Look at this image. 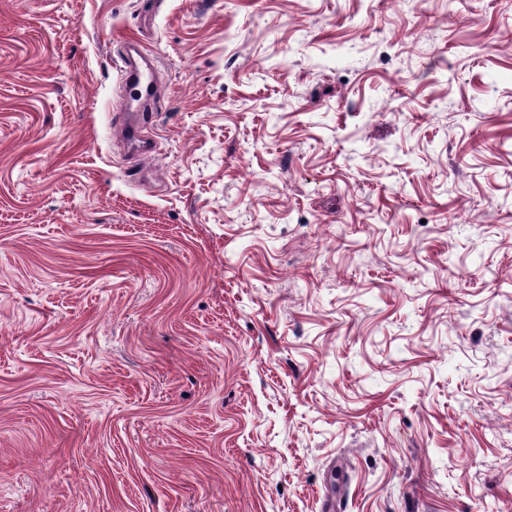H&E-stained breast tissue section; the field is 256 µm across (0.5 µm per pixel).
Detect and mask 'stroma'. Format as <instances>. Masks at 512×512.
Instances as JSON below:
<instances>
[{
	"label": "stroma",
	"instance_id": "obj_1",
	"mask_svg": "<svg viewBox=\"0 0 512 512\" xmlns=\"http://www.w3.org/2000/svg\"><path fill=\"white\" fill-rule=\"evenodd\" d=\"M327 502L512 512V0H0V512ZM125 68V79L130 83L132 92L127 101H124L123 107L118 111L119 118L127 121L129 112L133 102L145 108L150 105V91L154 81L155 69L147 67L144 69H137L133 65H128Z\"/></svg>",
	"mask_w": 512,
	"mask_h": 512
}]
</instances>
